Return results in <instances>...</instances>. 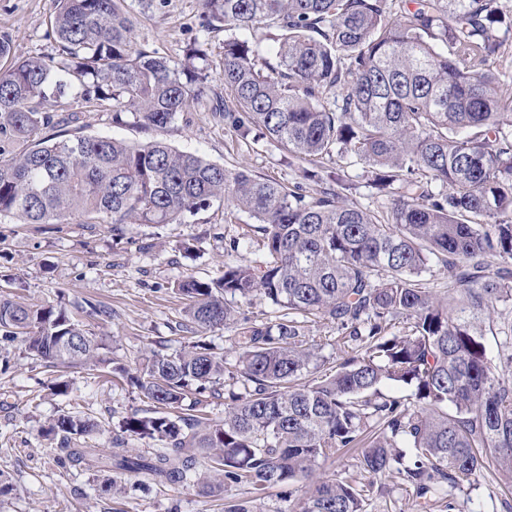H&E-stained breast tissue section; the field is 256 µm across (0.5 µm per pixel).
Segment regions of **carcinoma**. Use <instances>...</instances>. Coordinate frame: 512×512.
I'll list each match as a JSON object with an SVG mask.
<instances>
[{
    "label": "carcinoma",
    "instance_id": "obj_1",
    "mask_svg": "<svg viewBox=\"0 0 512 512\" xmlns=\"http://www.w3.org/2000/svg\"><path fill=\"white\" fill-rule=\"evenodd\" d=\"M57 53L17 58L0 34V216L26 224H178L213 202L259 222L260 260L224 264L212 280L176 284L198 332H233L237 357L198 342L161 347L136 374L113 369L154 403L112 437L108 460L123 474L209 489L256 491L309 481L296 512H363L362 489L315 476L343 448L360 467L397 474L419 496L452 492L492 462L512 479V91L486 69L499 32L512 30L498 0H200L203 24L226 33L214 111L240 137L252 127L301 163L308 179L325 160L353 157L379 189L398 186L386 211L342 201V176L316 195L244 169H227L162 141L63 137L82 104L131 113L146 129L196 111L209 90L206 49L192 43L181 67L136 47L126 0H56ZM274 32L273 44L251 39ZM497 258L494 264L491 259ZM448 273L447 291L429 288ZM261 294L281 309L257 323L226 304ZM333 325L348 348L318 380L320 346L307 324ZM401 325L402 331L391 332ZM502 335L498 358L484 337ZM0 339L19 341L47 367L107 366L103 339L66 311L0 297ZM230 392L224 420L207 423L189 396ZM391 382L401 400L378 396ZM379 434L364 439L369 421ZM95 423L59 415L47 429L69 466L98 457L76 441ZM159 442L144 454L128 438ZM209 471L199 470L200 458Z\"/></svg>",
    "mask_w": 512,
    "mask_h": 512
}]
</instances>
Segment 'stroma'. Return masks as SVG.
<instances>
[{"instance_id":"1","label":"stroma","mask_w":512,"mask_h":512,"mask_svg":"<svg viewBox=\"0 0 512 512\" xmlns=\"http://www.w3.org/2000/svg\"><path fill=\"white\" fill-rule=\"evenodd\" d=\"M55 0H0V33L12 40L16 57L50 56L56 43L48 34ZM199 0H168L159 10L139 12L134 31L138 47L182 62L190 42L203 44L212 61L224 51V35L201 28ZM83 134L110 136L137 144L152 139L194 151L230 169H244L284 184L304 182L307 192L331 185L345 175L351 188L347 204L379 210L391 202L378 190L366 165L348 157L324 163L322 183L304 181L299 163L268 139H244L225 129L209 105L199 106L191 121L176 119L160 130L134 123L116 125L108 111L87 115ZM256 221L238 213L225 219L215 203L182 224H130L123 236L108 224H26L0 217V293L32 307L58 305L89 332L101 337L114 365L138 366L157 345L176 350L189 341L182 327L185 301L175 284L193 275L219 278L227 262L237 260L235 241L253 238ZM93 302L112 310L102 321L78 311ZM0 512H224L225 503L248 502L252 512H294L309 491L305 481L252 493L244 485H225L212 493L201 484L142 483L110 467L78 471L61 462L53 441L42 434L50 421L78 412L97 421L99 431L85 445L108 453L112 427L124 417L150 414L154 406L136 387L85 369L47 368L17 343L0 342ZM67 383L69 392L57 394ZM360 448L341 449L319 465L321 475L338 474L364 490L363 512H512V479L495 467L463 483L453 496L418 498L398 475L372 476L360 469Z\"/></svg>"}]
</instances>
